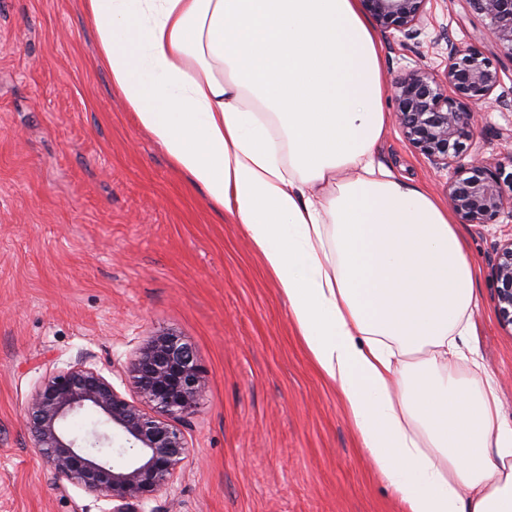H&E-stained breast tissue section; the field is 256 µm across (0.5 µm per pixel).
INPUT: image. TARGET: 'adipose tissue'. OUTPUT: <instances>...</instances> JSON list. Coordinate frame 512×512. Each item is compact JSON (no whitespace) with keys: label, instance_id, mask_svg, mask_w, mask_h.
Returning <instances> with one entry per match:
<instances>
[{"label":"adipose tissue","instance_id":"1","mask_svg":"<svg viewBox=\"0 0 512 512\" xmlns=\"http://www.w3.org/2000/svg\"><path fill=\"white\" fill-rule=\"evenodd\" d=\"M112 84L243 225L401 512H512V425L457 338L478 270L452 214L377 157L361 0H84Z\"/></svg>","mask_w":512,"mask_h":512}]
</instances>
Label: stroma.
I'll return each instance as SVG.
<instances>
[{"label":"stroma","instance_id":"obj_1","mask_svg":"<svg viewBox=\"0 0 512 512\" xmlns=\"http://www.w3.org/2000/svg\"><path fill=\"white\" fill-rule=\"evenodd\" d=\"M427 10L415 39L379 32L385 81L415 65L442 73L452 38L479 46L512 90V58L467 0ZM384 110L379 160L447 201V171L404 139L392 97ZM479 120L483 157L504 163L512 110ZM460 231L479 277L458 343L496 380L512 424V330L492 280L512 219ZM163 333L193 347L207 386L180 423L174 481L147 512H400L242 225L207 204L113 88L84 0H0V512H110L51 478L25 406L79 359L136 399L134 359Z\"/></svg>","mask_w":512,"mask_h":512}]
</instances>
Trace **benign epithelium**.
Wrapping results in <instances>:
<instances>
[{"label": "benign epithelium", "instance_id": "1", "mask_svg": "<svg viewBox=\"0 0 512 512\" xmlns=\"http://www.w3.org/2000/svg\"><path fill=\"white\" fill-rule=\"evenodd\" d=\"M384 31L404 39L422 33L429 0H362ZM487 21L501 51L512 58V0H468ZM497 69L477 47L448 40V67L437 75L425 67L403 70L392 82L395 115L403 137L436 169L448 171V204L464 224L512 219V193L504 190L502 167L473 148L478 114L489 105L511 109L501 94ZM501 321L512 326V239L501 245L492 273ZM132 379L140 402L123 397L83 360L46 374L25 409L34 447L65 479L112 502L110 512H144L143 505L172 484L187 442L176 422L190 415L206 386L192 348L171 334L154 337L138 352ZM151 406L147 411L143 405ZM96 417L92 430L74 433L82 414ZM129 448L110 458L112 433Z\"/></svg>", "mask_w": 512, "mask_h": 512}]
</instances>
